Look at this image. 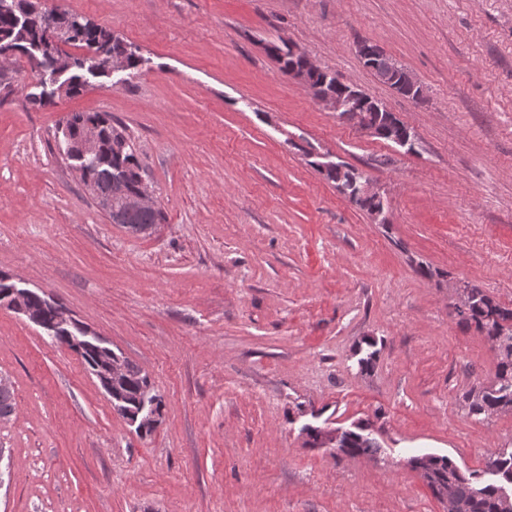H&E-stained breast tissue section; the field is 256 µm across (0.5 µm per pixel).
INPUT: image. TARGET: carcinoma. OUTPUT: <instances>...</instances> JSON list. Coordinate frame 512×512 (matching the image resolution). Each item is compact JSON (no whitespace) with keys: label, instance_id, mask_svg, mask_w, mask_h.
<instances>
[{"label":"carcinoma","instance_id":"1","mask_svg":"<svg viewBox=\"0 0 512 512\" xmlns=\"http://www.w3.org/2000/svg\"><path fill=\"white\" fill-rule=\"evenodd\" d=\"M27 0H10V8L0 11V34L9 35L14 46L21 49L28 42L39 39L48 41V32L34 28L21 36L13 32L11 15L23 8ZM108 45L110 52L124 55L127 68L137 69L143 62L139 48L126 42L121 37L93 22L88 26H80L74 30L70 46L84 50L82 54H68L72 69L69 73L70 85L68 96L81 94L91 86V80L103 76V62L97 58L95 51ZM362 48L371 51L374 56L373 65L369 71L383 83H389L404 72L395 69L393 59L385 56L378 46L362 42ZM269 54L278 62L280 70L286 72L290 68L306 66L305 59L292 53L284 44L273 43L268 47ZM308 79L316 86H324L329 90L336 89V75L321 68L307 70ZM93 124L100 127L103 146L97 158L85 168L83 183L91 184L92 195L95 197H112V202L120 200L134 192L142 178L143 167L138 159L137 151L126 129L112 123V117L106 112H73L65 121V130H56L55 136H69L71 144L78 143L81 129ZM121 223L129 230L140 233L154 224L165 221L162 209H139L124 211L120 214ZM464 289L468 295L466 312L462 313V321L473 325L486 336L492 347L498 352L496 366L497 383L490 387L482 386L471 389L465 396V408L468 414L478 418L489 417L498 412L512 411V394L502 393L504 384L512 382V309L498 304L483 288L474 283H467ZM127 372L119 384L128 410L136 408L140 394L152 387L149 376L138 366L126 362ZM345 454L368 456L375 458L381 446L372 434L354 431L343 439ZM486 465L495 467L499 475L493 481H484L486 472L473 471L464 473L448 456H431L425 464L427 476L424 481L434 494L441 493V488L451 485V491L456 500L463 504L465 512H498L497 494L505 479H512V448L496 449L489 455Z\"/></svg>","mask_w":512,"mask_h":512}]
</instances>
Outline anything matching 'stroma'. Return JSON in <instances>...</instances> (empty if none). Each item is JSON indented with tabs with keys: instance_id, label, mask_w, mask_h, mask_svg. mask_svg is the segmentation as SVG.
I'll use <instances>...</instances> for the list:
<instances>
[{
	"instance_id": "stroma-1",
	"label": "stroma",
	"mask_w": 512,
	"mask_h": 512,
	"mask_svg": "<svg viewBox=\"0 0 512 512\" xmlns=\"http://www.w3.org/2000/svg\"><path fill=\"white\" fill-rule=\"evenodd\" d=\"M48 3L146 62L39 107L18 61L0 102V271L147 372L166 407L140 437L78 356L0 308V512H444L407 459L479 471L512 444V412L464 409L498 353L455 309L467 282L512 308V0ZM283 39L394 112L414 152L285 77L265 49ZM363 40L426 101L363 67ZM73 112L126 126L163 223L134 233L98 209L53 149ZM321 155L376 182L385 223ZM365 420L375 460L302 431Z\"/></svg>"
}]
</instances>
